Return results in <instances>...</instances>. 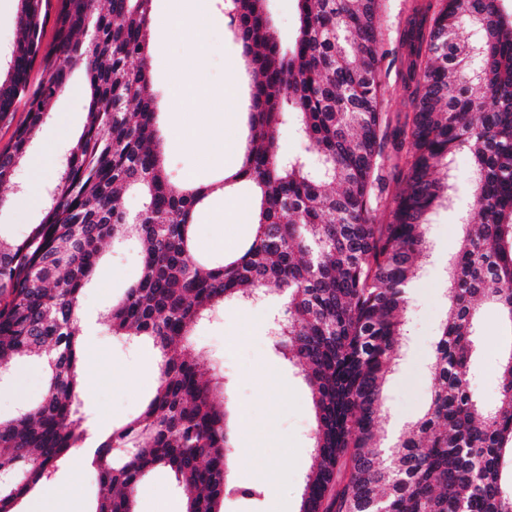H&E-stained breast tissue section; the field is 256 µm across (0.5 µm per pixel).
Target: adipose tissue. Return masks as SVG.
Returning a JSON list of instances; mask_svg holds the SVG:
<instances>
[{
    "mask_svg": "<svg viewBox=\"0 0 512 512\" xmlns=\"http://www.w3.org/2000/svg\"><path fill=\"white\" fill-rule=\"evenodd\" d=\"M212 23L211 15L195 9L192 0H175L162 27L161 36L155 40L152 50L156 55L166 53L170 41L178 39L192 42L191 52L177 61L179 80L172 90V97L178 107L195 104V112L188 119L173 126L168 146L180 149L193 144H204L205 163H220L224 160V149L233 138V122L226 118V105L235 101L237 87L228 82L217 90L205 85L198 69L209 54L208 43L195 40L194 35Z\"/></svg>",
    "mask_w": 512,
    "mask_h": 512,
    "instance_id": "ef3b65f1",
    "label": "adipose tissue"
}]
</instances>
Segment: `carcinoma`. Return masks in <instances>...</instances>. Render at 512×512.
Wrapping results in <instances>:
<instances>
[{
	"instance_id": "1",
	"label": "carcinoma",
	"mask_w": 512,
	"mask_h": 512,
	"mask_svg": "<svg viewBox=\"0 0 512 512\" xmlns=\"http://www.w3.org/2000/svg\"><path fill=\"white\" fill-rule=\"evenodd\" d=\"M285 49L268 0H231L229 28L252 69L250 147L241 168L211 185L169 177L159 150L151 76L154 0H19L21 37L0 73V124L27 118L0 148V186L12 181L31 136L83 70L88 121L70 144L42 221L0 237V370L17 356L45 359L34 406L0 420V512L50 485L87 439L80 414V298L106 242L138 240L141 269L106 314L112 335L148 341L158 385L143 411L91 452L99 493L92 512H135L144 474L169 469L185 512H222L233 490L231 437L215 391L223 377L190 353L197 326L229 302L277 292L276 352L300 369L316 418L314 463L299 512H512V343L492 406L471 387L477 322L496 308L512 337V15L500 0H436L415 10L401 42L412 112H382L384 0H295ZM480 31L481 66L457 33ZM53 41L43 46L47 25ZM39 67L40 77L31 81ZM314 159L286 157L288 119ZM471 160L470 213L448 264L447 310L424 415L394 446L381 442L384 384L406 336V289L428 249L430 216L448 203L437 166ZM258 192L252 233L218 262L196 253L195 216L219 188ZM400 189L389 190L390 183ZM145 197L135 214L124 194ZM387 213L385 224L376 214Z\"/></svg>"
}]
</instances>
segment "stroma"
Wrapping results in <instances>:
<instances>
[{"instance_id": "35a3bbf8", "label": "stroma", "mask_w": 512, "mask_h": 512, "mask_svg": "<svg viewBox=\"0 0 512 512\" xmlns=\"http://www.w3.org/2000/svg\"><path fill=\"white\" fill-rule=\"evenodd\" d=\"M213 23L204 34L212 50L200 72L209 87L225 82L238 85V98L231 110L238 125L239 139H246V117L250 110L251 77L241 64V48L232 39L226 15V0H198ZM425 0H386L377 21L388 54L382 61L385 72L384 111L409 112V93L399 73L405 59L397 43L402 28L415 7ZM191 50L188 43H172L166 55L153 56L152 80L157 90V110L161 133H169L177 115L170 110V90L178 81L176 61ZM84 75L74 71L69 90L55 101L52 112L30 147V156L49 155L61 164L65 150L82 132L86 122L87 100L83 93ZM168 172L174 182L187 179L208 183L222 179L224 171L201 164L199 151L185 148L166 155ZM439 179H453L456 191L449 205L433 214L428 226V256L418 277L408 290V304L402 319L409 338L404 343L398 365L386 383L387 410L380 424L386 441H393L407 424L421 416L428 399L430 364L434 344L446 310L445 271L456 247L461 217L470 207L468 180L470 159L456 154L450 166L438 167ZM27 165H20L12 183L0 187V232L24 236L30 225L39 223L44 206L28 213L17 210L15 200L30 186ZM242 217L238 223L223 221L224 198L213 196L199 214L195 245L201 257L220 259L236 250L248 237L254 205L250 185L233 189ZM140 246L128 240L117 248H106L101 265L84 288L81 308L98 315L119 299L128 283L140 271ZM279 300L252 304H225L220 315L199 327L193 338V351L199 362L217 368L224 376V401L233 415H245L247 427L235 428L231 449L233 493L224 497L223 512H299L304 477L311 463L315 429L311 395L296 368L282 360L269 335L272 314L282 309ZM480 342L473 357L472 387L486 404H494L500 390L497 375L499 352L504 345L497 314L484 310L479 317ZM85 362L92 369L83 380L82 409L91 422L111 429L134 418L156 385L157 373L151 349L113 337L104 324L87 344ZM45 388V367L37 358L18 362L8 378L0 380V417L14 414L24 404L37 403ZM52 489L67 500L70 512H92L98 495L97 476L81 455L59 467ZM254 489L251 497L241 496L240 488ZM184 493L177 488L173 474L157 469L147 474L136 492L137 512H182Z\"/></svg>"}]
</instances>
